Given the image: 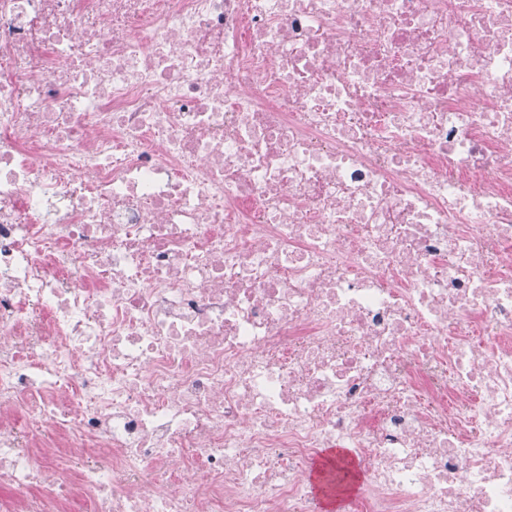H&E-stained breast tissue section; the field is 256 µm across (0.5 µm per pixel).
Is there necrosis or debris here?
Here are the masks:
<instances>
[{"mask_svg": "<svg viewBox=\"0 0 512 512\" xmlns=\"http://www.w3.org/2000/svg\"><path fill=\"white\" fill-rule=\"evenodd\" d=\"M512 512V0H0V512Z\"/></svg>", "mask_w": 512, "mask_h": 512, "instance_id": "1", "label": "necrosis or debris"}]
</instances>
